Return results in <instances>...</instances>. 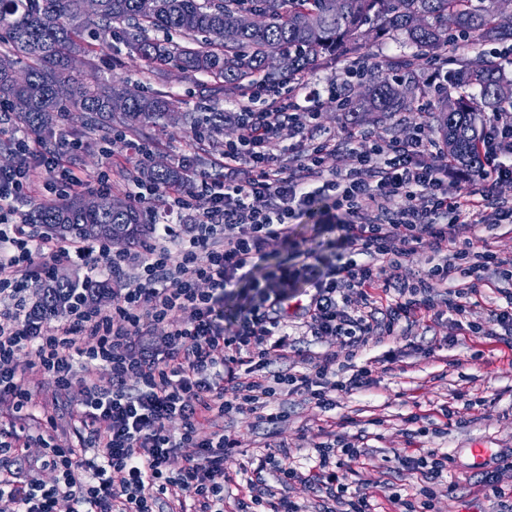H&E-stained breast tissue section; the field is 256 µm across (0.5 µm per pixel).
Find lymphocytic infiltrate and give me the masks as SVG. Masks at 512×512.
Segmentation results:
<instances>
[{"label": "lymphocytic infiltrate", "instance_id": "1", "mask_svg": "<svg viewBox=\"0 0 512 512\" xmlns=\"http://www.w3.org/2000/svg\"><path fill=\"white\" fill-rule=\"evenodd\" d=\"M362 65L346 67L324 91L309 86L282 95L251 87L233 113L242 133L225 144L223 171L192 173L184 186L133 192L137 201L160 199L148 208L154 231L125 253L105 242L51 243L30 226L14 221V199L23 189L58 178L83 188L86 177L61 165L57 152L32 148L21 138L19 164L0 170V498L9 512H224L232 475L224 463L241 446L219 429L202 433L204 423L249 414L255 427L276 436L287 421L288 400L303 397L316 407H335L340 395L376 385V371L398 361L391 343L407 338L413 325L439 308L462 318L466 335L512 350V257L475 247L478 224H512V202L485 191L449 188L455 169L447 150L421 136L353 151L349 169L328 170L325 156L342 141L318 138L312 100L320 93L343 100L348 80ZM295 139L290 163L268 150L281 135ZM512 149V123L491 120L481 145L482 181L512 180V164L500 155ZM421 205H413L414 195ZM332 199L343 218L344 254L326 273L311 279L310 301L301 326L314 342L336 338L338 348L303 350L283 315L294 271L281 269L277 291L246 310L232 334L224 332V290L245 277L273 241L285 240L292 223ZM429 243L431 265L415 274L411 256ZM76 260L90 271H110L121 285L110 305H92L76 291L54 316L37 315L32 292L51 277L58 260ZM466 277L451 290L453 274ZM208 283L201 291L200 283ZM494 286L504 298L491 309L497 327L470 321L474 295ZM163 335H156L157 326ZM386 345L380 363H351L369 344ZM28 351L30 360L16 356ZM279 359L285 370L270 369ZM109 368V379L100 371ZM55 379L58 393L45 426L75 413L70 448L45 447L30 457L29 441L16 429L23 412L35 409L31 389L39 377ZM180 419L179 434L168 428ZM348 420L320 429L308 471L258 455L238 485L235 512H309L292 501L285 486L301 481L316 501L310 512H378L371 482L354 478L364 468V432L347 434ZM401 467L421 475L414 494L392 492L395 512H435L438 481L449 456L437 448L396 451ZM56 478L45 483L40 472Z\"/></svg>", "mask_w": 512, "mask_h": 512}]
</instances>
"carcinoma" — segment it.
<instances>
[{
    "label": "carcinoma",
    "instance_id": "cac0c4a2",
    "mask_svg": "<svg viewBox=\"0 0 512 512\" xmlns=\"http://www.w3.org/2000/svg\"><path fill=\"white\" fill-rule=\"evenodd\" d=\"M82 0H0V103L4 120L19 129L52 137L55 128L75 115L87 134L119 126L135 134L147 127L163 129L178 111L175 100L145 95L126 85L100 79L71 67L75 56L87 55L85 36L103 42L112 37V24L123 25L130 56L149 70L161 71L176 62L185 73L213 79L209 90L239 99L252 84L276 89L328 62L359 58L372 31L400 38L412 48L394 57L386 70L367 74L365 89L347 97L342 111L354 117L389 116L411 109L416 95H437L436 131L457 168L473 172L482 166L480 114L506 112L512 107V78L496 54L469 59L461 54L472 40L484 44L512 42V28L498 22L494 0H153L145 13L141 0H100L88 15ZM265 17L260 27H243L224 41V27L240 17ZM175 32L176 44L167 38ZM431 55L451 65L448 84L435 90L422 83L416 62ZM279 59L271 70L267 61ZM67 84L72 92L60 97L55 89ZM405 86L409 95L397 89ZM123 97L126 107L114 112L110 102ZM184 124L199 135L216 139L224 133V113L185 112ZM136 180L155 188L182 186L185 169L152 163L136 170ZM26 223L87 239L88 224L107 229L134 225L128 240L148 232L144 212L123 201L112 208V197L93 192H69L56 201L33 205ZM77 287L56 281L43 294L41 312L62 311L68 293Z\"/></svg>",
    "mask_w": 512,
    "mask_h": 512
}]
</instances>
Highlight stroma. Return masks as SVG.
Returning <instances> with one entry per match:
<instances>
[{"label": "stroma", "mask_w": 512, "mask_h": 512, "mask_svg": "<svg viewBox=\"0 0 512 512\" xmlns=\"http://www.w3.org/2000/svg\"><path fill=\"white\" fill-rule=\"evenodd\" d=\"M90 57L102 78L145 94L168 95L186 111L200 112L209 106L200 92L202 78L188 77L172 64L162 73H149L138 60L127 56L121 30H114L108 43L92 42ZM240 134L238 126L228 123L222 139L214 141L193 135L176 123L162 131L150 128L137 136L102 129L86 138L78 122L66 120L56 128L52 142L61 152L65 167L90 175L108 171L112 197L127 201L131 198L128 185L143 149H150L152 160H181L190 168L212 173L225 142L237 140ZM338 236L335 225L326 223L321 215L298 219L291 243L271 244L257 260L250 281L225 291V327H232L237 312L257 300L256 287L271 271L293 262L296 247L312 248L330 258L336 252ZM412 333L429 341L438 340L439 348L428 352L402 347L397 369L381 374L371 390L337 398L332 411H321L297 396L291 398V416L280 425L278 438L288 442L291 462L306 468L321 426L343 417L370 421L372 450L363 475L378 490L406 493L415 486L417 477L402 469L393 452L406 445L408 414L418 406L436 412L442 404L452 403L456 415L449 419L447 433L424 440L425 447L447 450L451 456L442 482L451 486L452 492L442 497L440 508L442 512H493V501L483 494L479 483L485 472L493 470L503 488L512 487V470H499L494 465L499 455L512 454V350L486 343L482 346L483 357L475 358L473 337H460L448 314L429 321L427 326L413 327ZM457 392L471 399L488 398L489 403L466 409L462 402L453 401Z\"/></svg>", "instance_id": "35a3bbf8"}]
</instances>
